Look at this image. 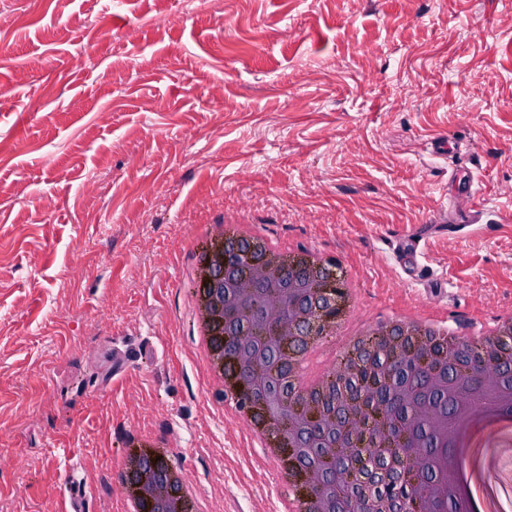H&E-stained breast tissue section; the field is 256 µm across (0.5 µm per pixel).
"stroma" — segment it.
<instances>
[{
  "label": "stroma",
  "instance_id": "35a3bbf8",
  "mask_svg": "<svg viewBox=\"0 0 512 512\" xmlns=\"http://www.w3.org/2000/svg\"><path fill=\"white\" fill-rule=\"evenodd\" d=\"M240 212L342 257L366 327L512 310V0H0V512H71L69 472L121 512L135 441L200 512H278L193 333ZM218 245L213 251L210 264L201 270L200 276L203 278H212L215 282L223 281L228 274H232L225 263L224 246Z\"/></svg>",
  "mask_w": 512,
  "mask_h": 512
}]
</instances>
